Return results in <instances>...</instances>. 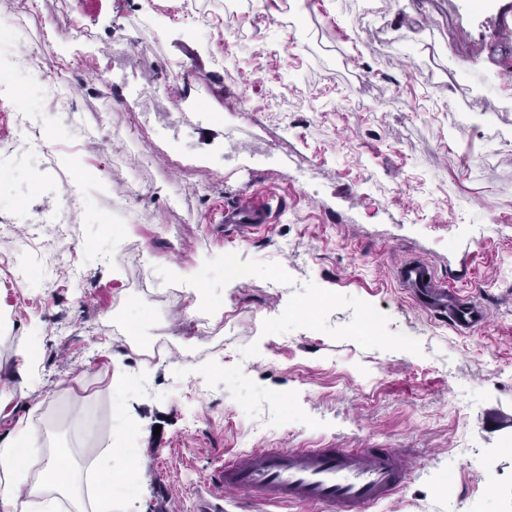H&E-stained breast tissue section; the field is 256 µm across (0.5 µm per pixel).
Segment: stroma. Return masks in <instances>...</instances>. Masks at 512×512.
Listing matches in <instances>:
<instances>
[{"instance_id": "obj_1", "label": "stroma", "mask_w": 512, "mask_h": 512, "mask_svg": "<svg viewBox=\"0 0 512 512\" xmlns=\"http://www.w3.org/2000/svg\"><path fill=\"white\" fill-rule=\"evenodd\" d=\"M249 2L229 19L195 0V30L186 0H0V40L30 27L74 89L66 112L17 104L25 48L0 74V258L37 277L0 268V437L43 432L37 466L57 446L85 468L128 449L124 512H196L224 457L331 441L410 461L370 512H512L503 0ZM36 136L52 160L29 154ZM244 194L271 222L242 238L218 210ZM408 259L486 323L460 333L429 311L399 279ZM177 268L223 302L209 332Z\"/></svg>"}]
</instances>
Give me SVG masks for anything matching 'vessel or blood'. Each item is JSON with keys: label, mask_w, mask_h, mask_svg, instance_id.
Instances as JSON below:
<instances>
[{"label": "vessel or blood", "mask_w": 512, "mask_h": 512, "mask_svg": "<svg viewBox=\"0 0 512 512\" xmlns=\"http://www.w3.org/2000/svg\"><path fill=\"white\" fill-rule=\"evenodd\" d=\"M236 233H252L270 220L264 201L242 195L219 211ZM432 268L409 261L399 269L403 284L450 325L465 332L485 323L478 305H455L448 291L434 287ZM411 471L395 448H255L225 458L199 497L198 512H224V496L245 492L260 505L296 504L309 512H368L389 500L408 482Z\"/></svg>", "instance_id": "1"}]
</instances>
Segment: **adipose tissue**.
Instances as JSON below:
<instances>
[{"label":"adipose tissue","mask_w":512,"mask_h":512,"mask_svg":"<svg viewBox=\"0 0 512 512\" xmlns=\"http://www.w3.org/2000/svg\"><path fill=\"white\" fill-rule=\"evenodd\" d=\"M37 432L20 428L0 438V512H16L20 497H28L31 512H85L82 488L89 474L82 467L61 473L62 449H54L37 476H30L24 454L38 447Z\"/></svg>","instance_id":"1"}]
</instances>
